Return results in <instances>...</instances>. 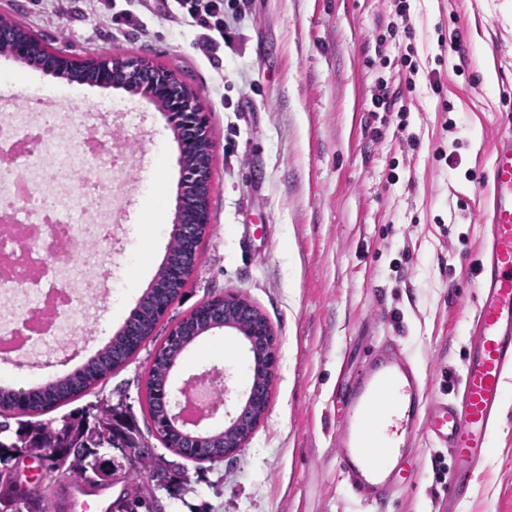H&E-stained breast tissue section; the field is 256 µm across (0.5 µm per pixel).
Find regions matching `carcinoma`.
I'll list each match as a JSON object with an SVG mask.
<instances>
[{
    "instance_id": "carcinoma-1",
    "label": "carcinoma",
    "mask_w": 512,
    "mask_h": 512,
    "mask_svg": "<svg viewBox=\"0 0 512 512\" xmlns=\"http://www.w3.org/2000/svg\"><path fill=\"white\" fill-rule=\"evenodd\" d=\"M172 130L177 141L192 143L193 149L185 159V167L193 170L203 159L212 156V142L197 140L187 129L176 122ZM168 254L179 255L190 268H195L197 251L178 232L170 234ZM187 281L173 262L163 263L153 283L141 296L133 309L131 319L112 337V340L73 372L62 378L48 380L24 391L0 385V414L15 413L24 405L23 413L42 415L65 406L90 393L112 371L125 364L152 335L157 317L168 309ZM202 315L197 308L181 321L179 335L166 339L161 356L152 361L146 391L148 409L157 432L173 434L166 424L161 395L168 384L170 372L183 352L207 332L204 325L196 324L195 317ZM264 352L253 353L254 377L263 389H268ZM118 450L127 460L122 470L102 468L100 451ZM35 456L43 462L44 472L36 486L24 497L12 491L16 484L9 463L19 456ZM154 481L149 485L143 477ZM175 475L169 464L156 456L137 430L123 403L102 400L80 413H70L59 420L25 422L15 432L10 425L0 422V499L17 504L27 512H43L44 502L54 492L55 486L68 484L99 485L118 480L133 490L128 502L129 512H157L155 490H170Z\"/></svg>"
}]
</instances>
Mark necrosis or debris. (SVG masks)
Masks as SVG:
<instances>
[{
	"label": "necrosis or debris",
	"mask_w": 512,
	"mask_h": 512,
	"mask_svg": "<svg viewBox=\"0 0 512 512\" xmlns=\"http://www.w3.org/2000/svg\"><path fill=\"white\" fill-rule=\"evenodd\" d=\"M96 126L89 112L53 122L0 113V351L22 350L10 366L70 351L85 333V301L111 294L99 255L117 230L120 179L115 145L96 142Z\"/></svg>",
	"instance_id": "1"
}]
</instances>
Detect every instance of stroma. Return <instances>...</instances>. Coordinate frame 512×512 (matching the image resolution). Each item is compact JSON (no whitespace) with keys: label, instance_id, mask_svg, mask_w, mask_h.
Masks as SVG:
<instances>
[{"label":"stroma","instance_id":"1","mask_svg":"<svg viewBox=\"0 0 512 512\" xmlns=\"http://www.w3.org/2000/svg\"><path fill=\"white\" fill-rule=\"evenodd\" d=\"M248 0L229 19L218 60L196 47L198 31L162 10L143 13L148 36L113 38L85 16L83 0H0V16L28 26L73 59L146 56L176 72L206 106L214 144L212 224L192 275L137 354L75 408L121 399L153 451L187 479L159 491L163 512H512V375L501 425L470 493L455 506L435 461L446 449L420 441L416 465L388 502L369 505L336 462L339 392L373 348L394 340L425 374L430 392L456 397L475 329L467 263L485 230L477 213L495 141L512 134V0ZM409 25L410 35L389 36ZM460 33L463 52L439 43ZM413 47L416 72L398 66ZM398 108L373 111L380 80ZM60 81L0 55V112L48 107ZM61 112L96 113L129 142L130 181L121 230L101 258L112 265L89 339L60 362L42 354L35 377L14 369L12 387L67 375L123 326L167 254L181 178L179 146L148 99L82 84ZM417 136V147L406 144ZM159 176V209L146 203ZM235 291L257 307L278 343L264 417L235 456L175 458L152 430L146 380L171 326L204 301ZM233 341L227 357L220 344ZM252 354L242 336L215 329L183 353L169 382L223 371L239 408Z\"/></svg>","mask_w":512,"mask_h":512}]
</instances>
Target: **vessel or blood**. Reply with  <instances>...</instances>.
<instances>
[{
	"instance_id": "vessel-or-blood-1",
	"label": "vessel or blood",
	"mask_w": 512,
	"mask_h": 512,
	"mask_svg": "<svg viewBox=\"0 0 512 512\" xmlns=\"http://www.w3.org/2000/svg\"><path fill=\"white\" fill-rule=\"evenodd\" d=\"M486 205L480 221L487 237L471 269L477 288V336L460 379L461 401L431 394L420 371L397 345L380 344L354 378L346 418L336 432V460L365 500L385 502L418 435L447 449L449 499L465 496L490 445L512 368V135L500 138L490 159ZM112 495L101 488H71L66 512H109Z\"/></svg>"
}]
</instances>
